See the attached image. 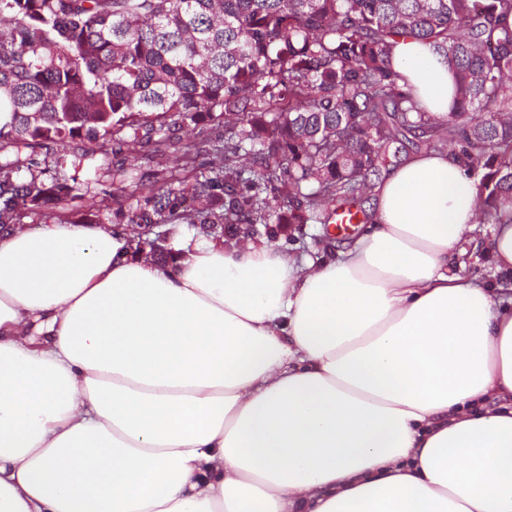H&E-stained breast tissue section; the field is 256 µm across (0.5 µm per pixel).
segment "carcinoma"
Here are the masks:
<instances>
[{"instance_id":"carcinoma-1","label":"carcinoma","mask_w":512,"mask_h":512,"mask_svg":"<svg viewBox=\"0 0 512 512\" xmlns=\"http://www.w3.org/2000/svg\"><path fill=\"white\" fill-rule=\"evenodd\" d=\"M433 43L455 71L437 123L399 83V40ZM0 230L73 196L34 173L44 152L78 171L77 139L150 150L163 185L118 224L254 237L257 225L359 222L407 142L476 180L477 221H512V0H0ZM204 137L180 145L190 125ZM181 147L182 175H166ZM30 150L29 175L9 155ZM287 207L281 213L273 206Z\"/></svg>"}]
</instances>
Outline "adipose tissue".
I'll use <instances>...</instances> for the list:
<instances>
[{
  "mask_svg": "<svg viewBox=\"0 0 512 512\" xmlns=\"http://www.w3.org/2000/svg\"><path fill=\"white\" fill-rule=\"evenodd\" d=\"M392 64L447 120V58L409 38ZM476 205L421 151L333 261L0 235V512H512V283L453 268Z\"/></svg>",
  "mask_w": 512,
  "mask_h": 512,
  "instance_id": "ef3b65f1",
  "label": "adipose tissue"
}]
</instances>
